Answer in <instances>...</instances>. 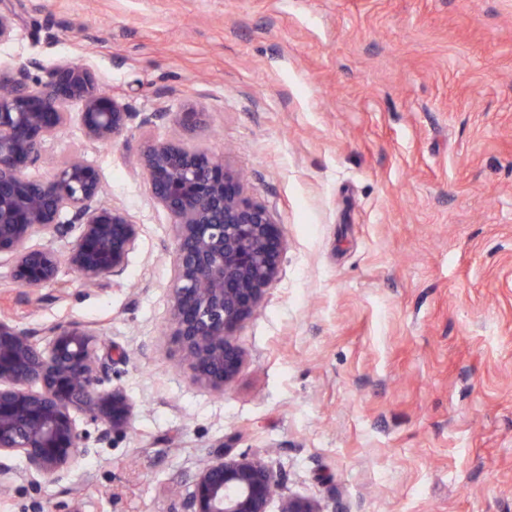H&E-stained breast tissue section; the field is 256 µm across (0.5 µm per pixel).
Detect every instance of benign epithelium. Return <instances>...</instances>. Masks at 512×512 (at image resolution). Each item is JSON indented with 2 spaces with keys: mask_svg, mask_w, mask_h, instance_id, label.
<instances>
[{
  "mask_svg": "<svg viewBox=\"0 0 512 512\" xmlns=\"http://www.w3.org/2000/svg\"><path fill=\"white\" fill-rule=\"evenodd\" d=\"M19 17L0 6V44L17 35ZM37 61L0 70V263L21 288L58 283L67 266L83 283L117 282L138 247L141 225L102 201V176L79 156L47 180L29 176L45 145L71 120L86 139L109 144L134 122L152 123L99 91L95 75L72 60L43 81ZM151 198L169 217L173 238L168 336L192 380L214 391L239 374L245 353L235 329L262 303L276 281L284 243L271 212L249 197L223 161L182 141L152 139L136 155ZM68 239L65 256L53 242ZM112 351L90 324L59 322L40 336L0 318V490L17 477L12 461L52 479L66 475L85 452L78 416L100 423L105 435L131 427L134 406L107 386ZM276 479L263 460L221 445L197 474L184 512H268ZM281 512H328L318 500L290 496Z\"/></svg>",
  "mask_w": 512,
  "mask_h": 512,
  "instance_id": "1",
  "label": "benign epithelium"
}]
</instances>
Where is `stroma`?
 Returning a JSON list of instances; mask_svg holds the SVG:
<instances>
[{"label": "stroma", "instance_id": "stroma-1", "mask_svg": "<svg viewBox=\"0 0 512 512\" xmlns=\"http://www.w3.org/2000/svg\"><path fill=\"white\" fill-rule=\"evenodd\" d=\"M0 69L70 59L154 114L108 145L71 121L34 177L71 155L142 232L119 283L31 291L0 264V315L95 324L134 404L57 482L25 473L0 512H182L218 444L262 458L284 498L328 512H512V0H6ZM199 112L191 129L174 115ZM222 156L285 247L235 330L225 391L168 342L172 226L133 159L149 139ZM19 17L16 12L7 4H1L0 7V44L7 43L17 35Z\"/></svg>", "mask_w": 512, "mask_h": 512}]
</instances>
